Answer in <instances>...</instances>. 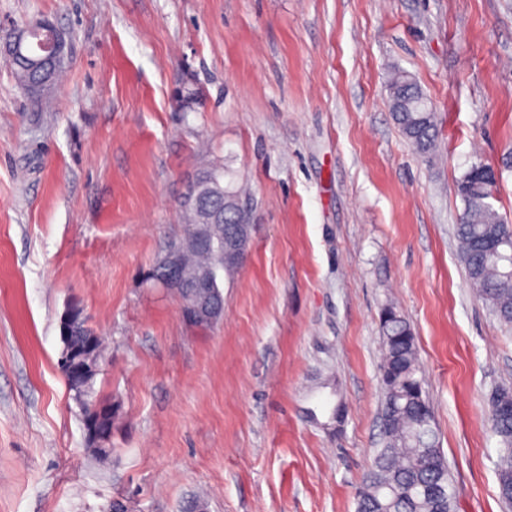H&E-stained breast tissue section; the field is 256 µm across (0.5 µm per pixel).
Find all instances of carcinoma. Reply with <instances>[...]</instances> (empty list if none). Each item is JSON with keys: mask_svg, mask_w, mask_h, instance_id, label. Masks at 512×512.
<instances>
[{"mask_svg": "<svg viewBox=\"0 0 512 512\" xmlns=\"http://www.w3.org/2000/svg\"><path fill=\"white\" fill-rule=\"evenodd\" d=\"M61 67L31 72L12 67L21 90L41 96L55 86ZM391 112L402 134L421 154L437 151L436 112L415 80L404 72L394 73L388 82ZM493 167L475 164L457 180L464 208L456 227L459 254L476 295L489 304L499 318L512 325V225L487 202L483 176ZM224 172L204 173L198 182L225 193L224 220L237 223L235 203L238 191L224 187ZM191 271L207 270L213 287L207 289L212 302L223 300L221 274L224 273V237L212 236L203 254L187 256ZM383 360L380 372L385 388L383 414L387 417L383 446L376 449L371 467L357 493V512H456V496L448 466L438 448L432 427L419 364L415 336L393 309L382 319ZM512 390L502 388L492 399L491 430L503 445L497 461L499 496L507 502L512 495Z\"/></svg>", "mask_w": 512, "mask_h": 512, "instance_id": "1", "label": "carcinoma"}]
</instances>
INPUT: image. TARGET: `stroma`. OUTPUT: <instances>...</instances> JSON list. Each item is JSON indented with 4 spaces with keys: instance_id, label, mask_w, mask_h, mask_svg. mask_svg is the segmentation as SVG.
<instances>
[{
    "instance_id": "stroma-1",
    "label": "stroma",
    "mask_w": 512,
    "mask_h": 512,
    "mask_svg": "<svg viewBox=\"0 0 512 512\" xmlns=\"http://www.w3.org/2000/svg\"><path fill=\"white\" fill-rule=\"evenodd\" d=\"M70 44L43 105L0 57V512H354L380 447L381 315L411 326L457 512H507L491 401L512 327L470 288L457 179L512 218V0H0ZM411 75L424 156L389 109ZM255 223L218 323L148 279L202 171ZM79 303L102 336L112 453L58 368ZM391 112L402 134L420 154L437 151L436 112L415 80L404 72H395L388 82Z\"/></svg>"
}]
</instances>
